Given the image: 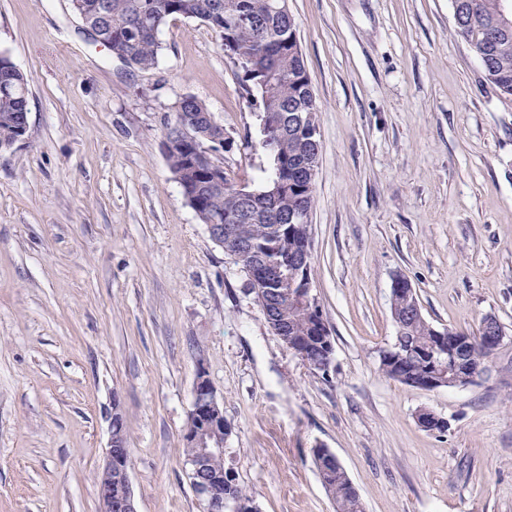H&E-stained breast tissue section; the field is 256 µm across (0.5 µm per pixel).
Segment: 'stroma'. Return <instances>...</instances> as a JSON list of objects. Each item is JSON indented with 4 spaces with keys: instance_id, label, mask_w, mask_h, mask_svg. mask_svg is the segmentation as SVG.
<instances>
[{
    "instance_id": "1",
    "label": "stroma",
    "mask_w": 512,
    "mask_h": 512,
    "mask_svg": "<svg viewBox=\"0 0 512 512\" xmlns=\"http://www.w3.org/2000/svg\"><path fill=\"white\" fill-rule=\"evenodd\" d=\"M288 9L320 106L326 379L271 334L162 152L170 104L192 94L223 125L236 182L271 171L260 98L219 35L170 20L157 69L133 73L68 0H0V53L29 83L28 135L0 151V512H101L115 406L137 512H206L182 454L201 370L258 512H335L319 446L366 512H512V97L485 82L451 0ZM398 276L436 328L497 318L483 380L424 391L379 371ZM424 408L447 432L420 427Z\"/></svg>"
}]
</instances>
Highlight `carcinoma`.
I'll return each mask as SVG.
<instances>
[{"instance_id": "1", "label": "carcinoma", "mask_w": 512, "mask_h": 512, "mask_svg": "<svg viewBox=\"0 0 512 512\" xmlns=\"http://www.w3.org/2000/svg\"><path fill=\"white\" fill-rule=\"evenodd\" d=\"M274 0H69L75 14L100 28L104 48L109 55L127 67L146 71L159 63L162 50L159 33L173 18L200 21L227 40L240 61L245 82L256 91L262 111L280 113L288 134L284 137L261 133L259 148L277 165L288 159V193L276 199L274 205L254 207L255 215L237 222L238 238L251 248L254 255L266 257L265 249L275 238L282 246L293 249L302 246L310 236V225L290 218L288 223L273 220L276 215H292L296 208L313 211L316 177L301 164L321 148L305 129L296 126L300 112H319V103L311 84L300 46L294 18L273 12ZM505 0H452L453 19L458 35L472 39L488 37L482 71L484 79L505 97L512 96V28L497 27ZM278 64L280 76L261 80L256 67ZM0 84L19 89L28 88L26 77L6 55L0 54ZM176 112L167 125H193V119L211 114L207 104L194 95L180 97ZM28 122V104L24 99L6 102L0 98V139L8 141ZM170 170L180 184L183 196L199 221L205 225L222 224L224 217L248 205L242 199L244 188L233 182L225 171L213 172L200 159L199 143L191 140L183 148L166 156ZM219 177L221 187L206 189L205 178ZM418 302L416 293L391 294L392 314H403L410 303ZM318 316L300 301L288 302V320L297 328L298 347L295 354L306 353L309 369L324 374L319 365L327 362L328 349L315 338ZM439 330L430 322L412 319L396 324V338L402 341L406 358L390 370L388 378L408 387L417 388L430 374L423 355L438 343ZM314 461L322 484L331 495L336 512H364L347 472L336 464L322 448L313 449ZM208 471L224 480V501L230 504L248 500L245 491L224 468V458L215 456L208 461Z\"/></svg>"}]
</instances>
